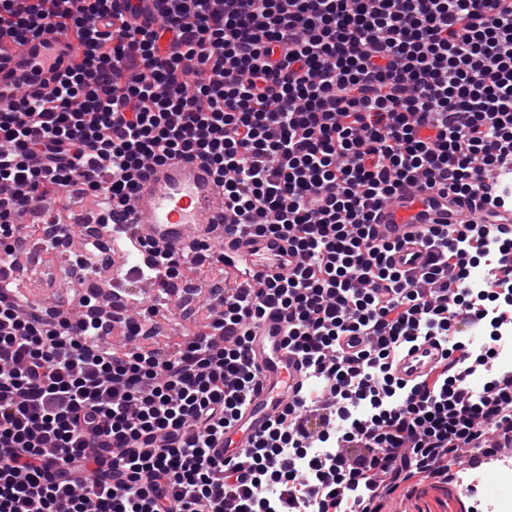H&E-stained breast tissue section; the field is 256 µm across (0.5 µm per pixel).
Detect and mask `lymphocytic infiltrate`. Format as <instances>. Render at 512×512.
Wrapping results in <instances>:
<instances>
[{
  "label": "lymphocytic infiltrate",
  "instance_id": "1",
  "mask_svg": "<svg viewBox=\"0 0 512 512\" xmlns=\"http://www.w3.org/2000/svg\"><path fill=\"white\" fill-rule=\"evenodd\" d=\"M69 34L76 61L47 98L0 112V249L40 198L129 211L147 167L203 162L253 237L294 267L258 288L215 286L207 329L176 352L103 345L110 316L24 309L0 280V512H381L383 497L471 448L512 445V372L473 390L503 336L473 354L449 332L512 326V232L426 229L417 272L371 233L408 186L512 207L491 172L512 159V0H0V33ZM488 257L470 286L473 252ZM309 382L243 465L212 442L256 380L247 350L270 312ZM365 346L345 354L341 340ZM445 346L411 384L392 363Z\"/></svg>",
  "mask_w": 512,
  "mask_h": 512
}]
</instances>
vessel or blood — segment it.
Masks as SVG:
<instances>
[{
    "instance_id": "b4317fda",
    "label": "vessel or blood",
    "mask_w": 512,
    "mask_h": 512,
    "mask_svg": "<svg viewBox=\"0 0 512 512\" xmlns=\"http://www.w3.org/2000/svg\"><path fill=\"white\" fill-rule=\"evenodd\" d=\"M74 42L59 32L44 31L17 41L0 36V112L10 111L21 96L49 95L59 74L74 63ZM134 213L124 223L127 242L115 243L114 256L120 257L129 282L154 289L161 277L142 278L144 266H155L154 256L145 249L151 241L168 249L174 257L193 242L206 241L223 246L249 260L256 278L287 273L294 265L287 245L276 238L232 235L236 222L224 208L219 189L207 172L196 163L173 161L152 167L140 180L133 201ZM486 212L436 190L399 191L381 204L372 224V234L380 241L405 242L419 237L431 224H452L463 234L482 230ZM443 349L434 341L402 351L393 371L405 381H419L442 363ZM249 357L258 370L252 395L241 411L235 427L216 441L212 455L223 459L228 453H241L261 435L270 417L291 401L303 381L301 360L285 344V328L277 314H268L249 345Z\"/></svg>"
}]
</instances>
